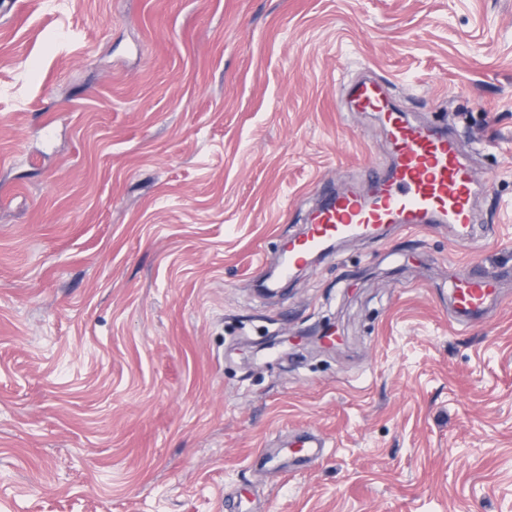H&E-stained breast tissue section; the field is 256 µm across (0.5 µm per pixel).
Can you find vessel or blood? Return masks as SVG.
I'll return each instance as SVG.
<instances>
[{"instance_id": "b4317fda", "label": "vessel or blood", "mask_w": 512, "mask_h": 512, "mask_svg": "<svg viewBox=\"0 0 512 512\" xmlns=\"http://www.w3.org/2000/svg\"><path fill=\"white\" fill-rule=\"evenodd\" d=\"M349 102L358 112L376 113L392 145L389 163H369L367 185L328 193L315 209L302 237L280 258V277L309 258L326 254L330 243L350 237L379 236L392 227L425 228L451 224L459 240L469 238L477 194L474 169L447 128L417 125L389 100L372 78L351 84ZM500 299L498 276L476 260L464 263L453 284L450 312L456 324L490 315ZM293 456L312 463L325 443L313 430L288 441Z\"/></svg>"}]
</instances>
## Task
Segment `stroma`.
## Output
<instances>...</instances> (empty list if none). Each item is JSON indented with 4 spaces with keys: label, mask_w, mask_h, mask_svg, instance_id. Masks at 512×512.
<instances>
[{
    "label": "stroma",
    "mask_w": 512,
    "mask_h": 512,
    "mask_svg": "<svg viewBox=\"0 0 512 512\" xmlns=\"http://www.w3.org/2000/svg\"><path fill=\"white\" fill-rule=\"evenodd\" d=\"M385 82L478 180L447 226L257 291L391 147ZM502 304L448 320L458 265ZM331 333V350L313 337ZM305 425L319 460L257 457ZM512 512V0H17L0 17V512Z\"/></svg>",
    "instance_id": "1"
}]
</instances>
